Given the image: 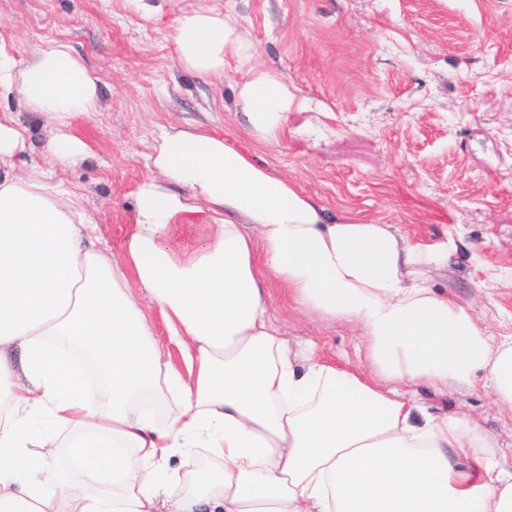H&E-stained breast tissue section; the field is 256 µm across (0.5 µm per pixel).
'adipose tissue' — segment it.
Wrapping results in <instances>:
<instances>
[{"label": "adipose tissue", "mask_w": 512, "mask_h": 512, "mask_svg": "<svg viewBox=\"0 0 512 512\" xmlns=\"http://www.w3.org/2000/svg\"><path fill=\"white\" fill-rule=\"evenodd\" d=\"M174 43L201 75L251 59L213 10L179 16ZM16 92L53 122L52 161L82 162L68 128L95 110L99 79L70 44L21 65L0 38V97ZM238 101L276 139L286 87L258 72ZM26 150L0 121V512H512L494 437L405 393L479 373L512 407V336L428 288L424 257L391 225L326 223L224 139L164 129L117 260L78 187L39 167L14 175ZM270 280L300 310L360 326L367 375L287 346ZM146 301L184 370L158 348ZM197 448L219 466L170 468Z\"/></svg>", "instance_id": "ef3b65f1"}]
</instances>
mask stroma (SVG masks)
<instances>
[{
	"instance_id": "1",
	"label": "stroma",
	"mask_w": 512,
	"mask_h": 512,
	"mask_svg": "<svg viewBox=\"0 0 512 512\" xmlns=\"http://www.w3.org/2000/svg\"><path fill=\"white\" fill-rule=\"evenodd\" d=\"M0 0V36L29 59L64 39L100 78L95 112L75 117L84 162L55 166L49 125L20 95L0 120L28 143L33 163L79 187L114 256L133 224L136 190L161 129L224 138L250 162L288 180L330 221L391 225L422 255L426 285L472 308L493 336H512V0ZM223 12L254 63L288 90L277 138L245 131L227 66L202 76L178 60L177 18ZM270 312L287 345L314 342L322 361L367 374L361 328L307 315L268 281ZM417 399L434 416H464L495 436L512 470V410L483 380Z\"/></svg>"
}]
</instances>
